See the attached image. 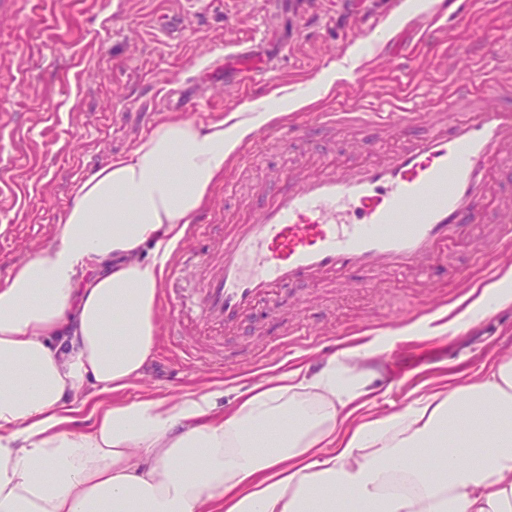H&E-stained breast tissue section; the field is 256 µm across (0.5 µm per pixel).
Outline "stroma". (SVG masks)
I'll return each instance as SVG.
<instances>
[{"instance_id":"35a3bbf8","label":"stroma","mask_w":512,"mask_h":512,"mask_svg":"<svg viewBox=\"0 0 512 512\" xmlns=\"http://www.w3.org/2000/svg\"><path fill=\"white\" fill-rule=\"evenodd\" d=\"M182 3L0 0V153L8 159L0 168V282L54 236L87 172L130 152L178 111V96L195 101L191 118L205 122L278 89H315L325 70L342 69L325 94L297 109L298 118L308 120L369 94L396 104L415 99L437 112L447 109L459 78H471L478 89L490 70L512 80V62L486 54L487 44H512V0H477L459 24L439 15L428 39L423 16L434 0H420L414 9L406 0H289L271 16L264 0H199L177 39L158 35L155 18ZM263 32L288 37L277 84L227 90L206 78L214 61ZM392 146L388 139L340 136L315 149L270 147L245 173L227 167L235 194L225 197L216 186L206 209H223L225 222H235L302 160L333 154L349 163ZM502 276L477 265L471 246L459 244L440 259L430 288L409 275L370 281L359 273L338 284L297 286L277 309L259 306L225 333L222 368L189 365L160 338L144 378L125 396H178L214 382L228 388L255 382L369 336L381 341L374 361L379 391L369 412H391L429 392L433 378L474 375L492 352L512 349V306L462 331L448 326L466 309L472 289ZM307 318L315 320L317 336L284 344L288 326ZM398 328L407 336L391 340ZM270 344L274 353L264 354Z\"/></svg>"}]
</instances>
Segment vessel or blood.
Returning <instances> with one entry per match:
<instances>
[{
    "label": "vessel or blood",
    "instance_id": "b4317fda",
    "mask_svg": "<svg viewBox=\"0 0 512 512\" xmlns=\"http://www.w3.org/2000/svg\"><path fill=\"white\" fill-rule=\"evenodd\" d=\"M263 41L218 61L213 79L242 88L272 78ZM452 117L419 130L421 104H352L318 113L313 124L284 121V150L314 139L380 131L397 145L353 163L301 164L254 206L253 220L225 225L201 258L181 251L168 266L164 301L186 308L188 321L170 324L181 345L186 322L216 348L259 304L278 305L284 290L319 286L349 272L412 273L433 283L437 258L458 242L481 256L512 247V193L500 175L512 161V86L488 92L458 84Z\"/></svg>",
    "mask_w": 512,
    "mask_h": 512
}]
</instances>
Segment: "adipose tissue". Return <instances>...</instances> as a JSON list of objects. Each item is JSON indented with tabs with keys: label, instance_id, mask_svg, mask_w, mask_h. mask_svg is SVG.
I'll use <instances>...</instances> for the list:
<instances>
[{
	"label": "adipose tissue",
	"instance_id": "adipose-tissue-1",
	"mask_svg": "<svg viewBox=\"0 0 512 512\" xmlns=\"http://www.w3.org/2000/svg\"><path fill=\"white\" fill-rule=\"evenodd\" d=\"M307 92L169 119L73 192L0 283V512H512V357L381 417L376 341L236 392L122 398L173 246L229 159Z\"/></svg>",
	"mask_w": 512,
	"mask_h": 512
}]
</instances>
